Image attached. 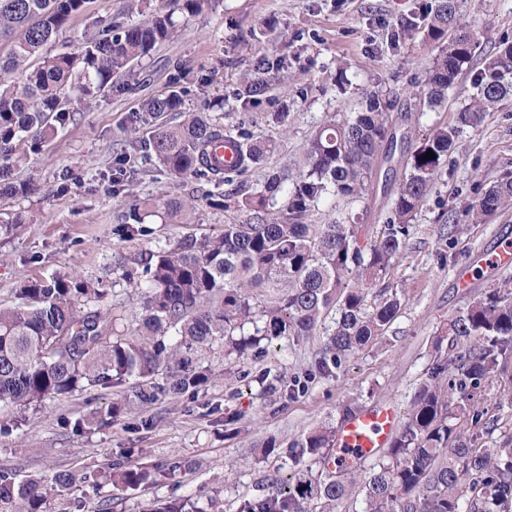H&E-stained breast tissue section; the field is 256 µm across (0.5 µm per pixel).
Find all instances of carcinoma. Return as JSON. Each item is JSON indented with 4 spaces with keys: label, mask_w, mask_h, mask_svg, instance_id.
I'll return each mask as SVG.
<instances>
[{
    "label": "carcinoma",
    "mask_w": 512,
    "mask_h": 512,
    "mask_svg": "<svg viewBox=\"0 0 512 512\" xmlns=\"http://www.w3.org/2000/svg\"><path fill=\"white\" fill-rule=\"evenodd\" d=\"M90 0H0V195L26 197L28 182L15 168L65 124L75 120L73 101L94 99L128 75L160 44L178 36L175 13L193 17L205 0H168L139 23L123 15L105 20L97 34L71 51L48 52L57 32ZM425 38L437 45L423 102L447 100L472 58L474 36L458 23L457 0H437L424 15ZM461 123L476 128L483 115L512 97V41L499 42L475 83ZM185 90L151 98L132 117L130 145L176 178L190 179L210 204L239 197L251 217L220 231L190 233L176 244L154 242L146 218L160 212L173 224L192 223L195 197L131 202L112 234L123 251L113 260L118 281L141 294L140 316L130 324L105 306L109 289L77 275L30 280L22 302L0 308V406H26L76 391L120 388L131 395L75 419L73 431L109 426L131 402L153 405L168 396L197 393L212 375L198 357L224 339L237 365L265 352L273 341L304 340L335 313L325 331L319 372L334 378L358 351L384 335L402 300L393 292L373 308L366 299L408 245L413 221L455 149L457 128L439 125L414 140L397 136L392 105L377 93L357 112L338 113L306 143L298 171H270L262 188L242 191L245 177L263 166L272 142L226 127L203 112L182 111ZM231 148L230 159L224 148ZM403 150L396 199L377 230L349 213L333 224H309L312 210L329 197L360 202L376 191V167ZM436 157L424 159L428 152ZM230 185L213 198L207 186ZM283 205L274 208L277 199ZM512 209V170L464 207L466 222ZM448 346H443V341ZM512 362V281L470 300L448 318L434 341V356L378 462L357 461L317 475L300 464L334 447L336 428L320 427L291 446L293 471L239 512H342L352 490L363 492L362 512H512V436L493 448L462 427L482 423L486 388ZM256 382L290 398L300 387L265 371ZM135 449L104 474L92 467L18 482L0 472V509L44 512L47 500L75 487L98 491L102 482L136 489L181 469L132 461ZM151 512H201L189 499L158 504Z\"/></svg>",
    "instance_id": "1"
}]
</instances>
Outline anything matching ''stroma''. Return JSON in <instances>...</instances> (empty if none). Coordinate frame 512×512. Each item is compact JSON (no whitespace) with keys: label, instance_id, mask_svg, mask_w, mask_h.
<instances>
[{"label":"stroma","instance_id":"obj_1","mask_svg":"<svg viewBox=\"0 0 512 512\" xmlns=\"http://www.w3.org/2000/svg\"><path fill=\"white\" fill-rule=\"evenodd\" d=\"M435 0H208L175 39L157 46L137 66L131 88L105 91L59 129L41 153L15 170L20 181L34 183L28 197L0 196V220L18 211L30 221L0 228V306L18 304L19 286L28 280L74 273L86 280L112 283L115 252L112 227L128 202L115 192L117 169L133 172L140 197L190 196L195 185L177 180L147 156L125 145V126L145 100L170 86L189 88L183 109L208 112L227 125H238L254 138H275L277 150L264 168L247 178L258 186L270 170L293 169L316 129L339 112L357 110L367 94L379 92L394 102L393 115L405 114L417 134L440 124L457 126L455 151L417 214L408 246L388 277L373 286L369 304L386 293L402 294L404 304L385 334L350 358L336 377L315 369L321 336L273 342L263 357L249 361L250 378L226 375L230 362L223 342H215L200 360L214 380L198 396H178L133 408L112 426L84 433L69 423L87 407H107L118 394L110 389L76 392L26 407L0 409L14 420L0 436V470L17 478L52 475L85 464L108 471L126 449H139L147 465L179 462L176 479H161L129 492L104 484L100 494L83 491L50 498L45 512H150L160 501L188 498L201 512H238L259 486L288 473L285 450L310 430L339 424L344 406L363 410L380 404L404 414L428 366L432 342L448 317L474 296L506 278L512 267L478 274L460 288L456 275L503 235L512 236V209L484 223L459 222L449 233V207H463L512 169V97L484 115L472 128L458 121L474 93L484 59L501 39H512V0H459V21L475 36L472 59L447 101L423 107L425 80L437 49L425 40L420 24ZM126 0H92L56 37V46L73 50L96 30V22L118 13ZM262 82L260 94L250 86ZM281 122H273L274 113ZM393 195L367 203L328 199L309 216L310 223L331 224L345 210L378 224ZM248 211L211 207L200 201L193 224H169L150 217L164 243L245 222ZM271 370L300 382L305 390L290 400L265 392L255 375ZM238 417L224 422L225 413ZM153 419L148 430L133 424ZM275 439L276 447L261 446Z\"/></svg>","mask_w":512,"mask_h":512}]
</instances>
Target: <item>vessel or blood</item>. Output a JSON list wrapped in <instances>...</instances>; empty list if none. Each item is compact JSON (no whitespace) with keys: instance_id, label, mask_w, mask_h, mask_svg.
Returning <instances> with one entry per match:
<instances>
[{"instance_id":"1","label":"vessel or blood","mask_w":512,"mask_h":512,"mask_svg":"<svg viewBox=\"0 0 512 512\" xmlns=\"http://www.w3.org/2000/svg\"><path fill=\"white\" fill-rule=\"evenodd\" d=\"M399 418L388 405L372 407L345 419L336 433L335 464L348 465L388 447L396 435Z\"/></svg>"}]
</instances>
